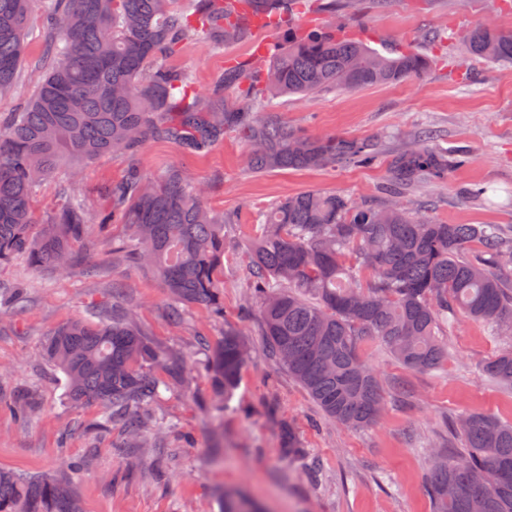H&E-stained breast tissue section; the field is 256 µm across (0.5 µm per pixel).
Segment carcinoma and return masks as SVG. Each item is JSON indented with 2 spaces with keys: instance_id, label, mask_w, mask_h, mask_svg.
Wrapping results in <instances>:
<instances>
[{
  "instance_id": "cac0c4a2",
  "label": "carcinoma",
  "mask_w": 512,
  "mask_h": 512,
  "mask_svg": "<svg viewBox=\"0 0 512 512\" xmlns=\"http://www.w3.org/2000/svg\"><path fill=\"white\" fill-rule=\"evenodd\" d=\"M33 0H0V98L16 89L24 64ZM45 36L53 47L48 71L21 112L0 121V262L24 257L34 270L63 271L75 263L69 243L89 224L114 220L131 229L112 252L155 274L171 297L170 319L202 305H224V251L233 221L205 203V188L176 170L155 181L131 172L112 183V211L93 213L71 199L33 231L34 193L58 165L136 151L150 136L201 154L234 134L249 145L253 174L285 169L364 166L377 142L313 138L276 115L273 100L313 97L424 76L429 59L413 48L393 57L288 17L320 10L359 15L364 0H43ZM271 18L288 28V44L225 69L208 88L167 59L187 42L216 49L251 38V22ZM469 55L512 64V28L474 26L464 32ZM236 93L241 103L228 102ZM464 158L433 148L419 134L388 161L396 202L374 209L340 194L308 190L262 211L250 239L249 288L262 333L276 356L325 416L346 427L377 419L383 399L359 345L374 339L400 364L435 372L448 359L440 323L459 310L499 334L512 328V241L495 224H441L411 212L398 198L415 184L438 181ZM26 286L0 298V318L26 302ZM44 357L65 375L66 398L96 404L103 428L118 426L117 448H143L164 385L154 370L161 352L119 301L49 330ZM224 399L237 389L247 359L242 333L224 329L211 352ZM494 382L512 388V351L485 365ZM145 409L142 414L133 405ZM34 408L18 394L12 409ZM462 452L441 439L428 474L434 512H512V424L486 414L460 417ZM280 448L300 458L294 430L279 426ZM0 512H83L73 486L54 474L0 468ZM224 512H262L228 495Z\"/></svg>"
}]
</instances>
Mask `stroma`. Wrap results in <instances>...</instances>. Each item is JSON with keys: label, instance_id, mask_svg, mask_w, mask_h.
<instances>
[{"label": "stroma", "instance_id": "1", "mask_svg": "<svg viewBox=\"0 0 512 512\" xmlns=\"http://www.w3.org/2000/svg\"><path fill=\"white\" fill-rule=\"evenodd\" d=\"M443 21L457 34L476 25L498 30L508 18L494 0H395L387 8L370 7L361 21L331 12L317 16L319 25H343L345 35L384 54L408 45L431 54L419 35ZM268 37L278 45L285 35L259 29L251 40L221 51L189 43L173 64L191 71L196 85L205 87L228 61H250L255 44ZM448 52L451 62L433 65L419 80L336 90L307 100L277 99L280 118L310 136L378 139L379 155L370 166L254 175L244 166L246 143L232 135L203 154L152 137L132 154H107L85 164L72 190L96 213L111 211L112 182L133 168L150 179L176 169L206 185L207 205L237 223L224 254V312L192 305L182 325L170 324V299L161 282L113 256V240L129 233L117 222L88 225L84 237L71 245L75 263L68 270L47 276L29 270L21 258L0 263L1 288L24 275L35 283L27 303L0 321V399L29 390L37 403L23 422L0 410V468L57 473L63 461L78 463L76 487L84 512H220L227 492L255 501L263 512H433L426 488L432 457L427 442L444 417L484 413L512 422V389L483 374L486 361L512 349V333L496 334L483 323L451 314L443 326L451 356L432 373L406 369L377 342L363 341L362 356L382 381L384 405L371 426H340L323 416L268 352L247 287L246 244L256 213L304 190L384 206L389 155L426 129L437 145L463 151L467 161L445 182L408 189L411 206L424 207L432 220L444 224L498 225L511 241L512 66L470 57L457 38ZM45 57L43 15L37 10L17 87L0 100V117L25 107L43 76ZM453 62L468 67L469 84L450 76ZM475 185L487 187V200L468 199L466 191ZM116 283L125 286L126 306L167 366L186 369L155 405L161 426L155 443L131 456L114 447L119 429L95 428L97 406L65 400L62 373L41 356L50 328L111 304ZM228 326L242 332L251 351L229 400L218 391L206 351L222 340ZM220 402L225 410L219 433L211 411ZM283 422L299 436L307 452L303 462L284 458L278 439Z\"/></svg>", "mask_w": 512, "mask_h": 512}]
</instances>
